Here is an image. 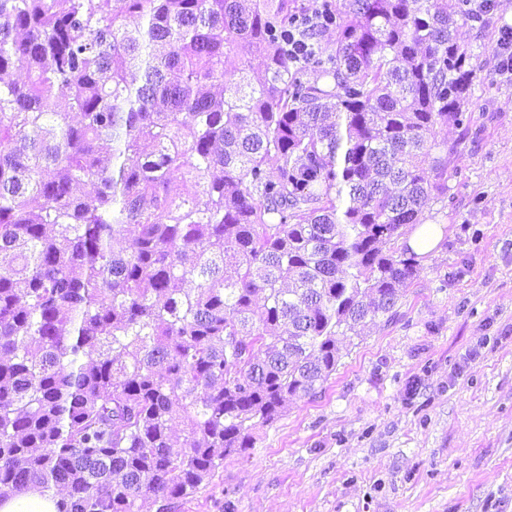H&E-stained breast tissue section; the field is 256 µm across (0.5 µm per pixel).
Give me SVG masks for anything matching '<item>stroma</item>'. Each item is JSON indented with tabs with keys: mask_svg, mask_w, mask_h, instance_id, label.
<instances>
[{
	"mask_svg": "<svg viewBox=\"0 0 512 512\" xmlns=\"http://www.w3.org/2000/svg\"><path fill=\"white\" fill-rule=\"evenodd\" d=\"M512 0L467 37L469 129L448 145L444 237L419 256L394 320L343 346L315 398L293 400L165 512H512V80L496 41Z\"/></svg>",
	"mask_w": 512,
	"mask_h": 512,
	"instance_id": "obj_1",
	"label": "stroma"
}]
</instances>
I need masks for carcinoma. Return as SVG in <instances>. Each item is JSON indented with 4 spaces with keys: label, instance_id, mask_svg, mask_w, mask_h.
<instances>
[{
    "label": "carcinoma",
    "instance_id": "carcinoma-1",
    "mask_svg": "<svg viewBox=\"0 0 512 512\" xmlns=\"http://www.w3.org/2000/svg\"><path fill=\"white\" fill-rule=\"evenodd\" d=\"M294 2L0 0V497L190 495L395 315L478 16Z\"/></svg>",
    "mask_w": 512,
    "mask_h": 512
}]
</instances>
